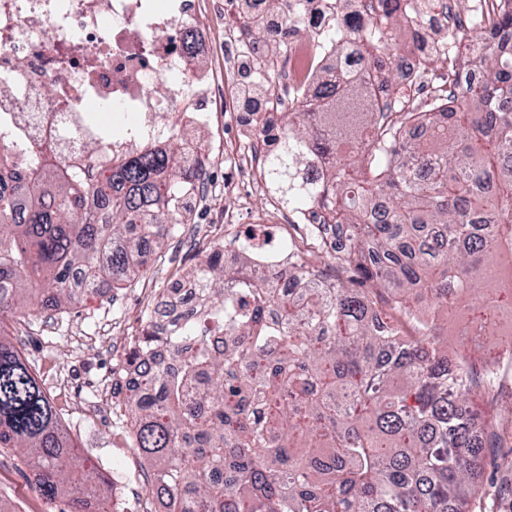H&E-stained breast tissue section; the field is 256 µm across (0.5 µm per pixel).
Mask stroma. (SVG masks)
Listing matches in <instances>:
<instances>
[{"label":"stroma","instance_id":"stroma-1","mask_svg":"<svg viewBox=\"0 0 512 512\" xmlns=\"http://www.w3.org/2000/svg\"><path fill=\"white\" fill-rule=\"evenodd\" d=\"M195 137L210 151L209 179L223 187L235 179L224 162V150L241 139L238 126L214 114ZM252 208L237 224L224 223V207L212 194L190 205L189 225L161 247H148L141 256L143 272L117 289L103 288L85 296L67 312H47L24 321L0 324V337L17 347L55 405L63 433L77 452L92 460L103 479V494L112 512H164L161 501L148 492L151 465L136 450L130 416L123 400L129 387L123 369L132 336L141 329L142 314L155 307L163 288L191 273L218 244L259 232L256 213L275 209L259 174L243 181ZM508 317L494 320L490 332L476 336L463 327L449 331V351H475L482 363H493L500 350V328ZM475 405L485 417L512 425V371L501 370L493 385L483 390ZM62 502L38 492L35 476L12 449L0 450V512H61ZM469 512H512V446L483 452V470L477 490L468 499Z\"/></svg>","mask_w":512,"mask_h":512}]
</instances>
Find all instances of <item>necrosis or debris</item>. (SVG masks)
<instances>
[{"mask_svg":"<svg viewBox=\"0 0 512 512\" xmlns=\"http://www.w3.org/2000/svg\"><path fill=\"white\" fill-rule=\"evenodd\" d=\"M198 0H0V114L46 116V123L21 126L25 145L55 140L65 157L80 156L103 113L125 112L150 131L154 145L209 123L215 85L200 68L209 51V31L199 23ZM323 0H304L271 10L257 0L262 39L279 45L289 21H299L308 39L291 43L283 58L292 93L271 89L253 111L238 112L246 128L256 113L294 107L295 92L311 90V76L325 66L346 70L343 57L317 51L325 23ZM234 0H224V71L244 84L259 76L266 58L244 68L249 50L233 21ZM164 94L152 90L156 82Z\"/></svg>","mask_w":512,"mask_h":512,"instance_id":"necrosis-or-debris-1","label":"necrosis or debris"}]
</instances>
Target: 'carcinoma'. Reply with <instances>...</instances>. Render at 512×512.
<instances>
[{"label":"carcinoma","instance_id":"1","mask_svg":"<svg viewBox=\"0 0 512 512\" xmlns=\"http://www.w3.org/2000/svg\"><path fill=\"white\" fill-rule=\"evenodd\" d=\"M323 45L357 47L365 69L338 84L321 71L314 99L283 114L263 154L268 193L291 214H325L336 244L314 265L292 240L282 273L249 252L214 248L191 273L190 305L159 302L126 354L135 447L155 466L149 492L166 512H468L495 422L473 406L496 371L448 354L424 305L448 313L499 287L512 261V9L460 33L479 66L448 69L427 109L419 79L448 53L420 36L437 0H328ZM252 52L266 54L253 0H236ZM420 48L416 78L389 99L393 31ZM276 71L244 87L246 104ZM96 131L69 162L0 145V311L37 318L117 288L139 272L143 244L187 223L188 185L173 141L112 153ZM96 174L86 176V167ZM486 297L470 329L492 326ZM0 448H13L50 501L85 512L100 498L55 406L19 351L0 340Z\"/></svg>","mask_w":512,"mask_h":512}]
</instances>
